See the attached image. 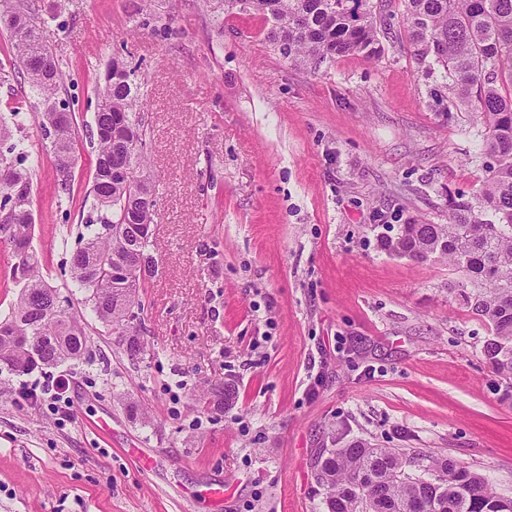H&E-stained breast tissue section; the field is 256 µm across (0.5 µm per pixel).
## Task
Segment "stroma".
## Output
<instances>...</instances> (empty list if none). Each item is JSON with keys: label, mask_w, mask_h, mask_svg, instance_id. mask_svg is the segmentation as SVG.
<instances>
[{"label": "stroma", "mask_w": 512, "mask_h": 512, "mask_svg": "<svg viewBox=\"0 0 512 512\" xmlns=\"http://www.w3.org/2000/svg\"><path fill=\"white\" fill-rule=\"evenodd\" d=\"M25 2L78 124L112 56L137 67L158 265L141 359L77 300L92 364L0 390V512H324L316 458L352 440L398 449L418 476L454 459L512 497V402L482 354L489 325L449 296L446 262L378 246L399 225L447 223L449 196H472L489 162L481 114L448 90L436 103L420 77L401 0L380 8V57L314 68L274 50L260 16L218 23L200 0ZM12 47L0 24V121L22 123L32 245L61 287L96 156L78 136L59 199ZM59 376L68 410L28 399ZM219 382L237 388L221 412L199 400Z\"/></svg>", "instance_id": "obj_1"}]
</instances>
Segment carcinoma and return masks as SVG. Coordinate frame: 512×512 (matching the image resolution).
Returning <instances> with one entry per match:
<instances>
[{"label":"carcinoma","instance_id":"1","mask_svg":"<svg viewBox=\"0 0 512 512\" xmlns=\"http://www.w3.org/2000/svg\"><path fill=\"white\" fill-rule=\"evenodd\" d=\"M402 26L421 75L440 74L459 101L482 114L486 151L497 157L471 198L449 200L446 224H401L382 236L389 254L444 260L462 275L448 293L487 322L492 338L484 347L491 371L512 379V0H403ZM216 13L221 4L249 11L270 22L269 41L294 66L335 56L369 58L383 51L372 0H202ZM15 53L12 71L27 82L44 106L40 125L55 160L58 192L71 193L77 163L76 118L58 98L62 77L43 44L37 21L24 5L0 0ZM89 144L96 165L88 196L97 218H87L82 246L70 261L74 289L51 310L52 285L32 248L33 177L28 154L0 123V240L15 262L22 284L11 313L0 321L1 375L80 362L88 352L81 316L72 312L73 290L109 330L125 336L127 356L146 352L141 340L140 292L148 287L156 259L143 232L152 223L155 185L144 153L145 129L139 112L137 68L115 56L97 93ZM229 382L203 390L200 401L217 408L232 403ZM325 512H512V497L488 486L486 478L444 458L429 469L435 478L412 476L394 448L351 441L315 461Z\"/></svg>","mask_w":512,"mask_h":512}]
</instances>
